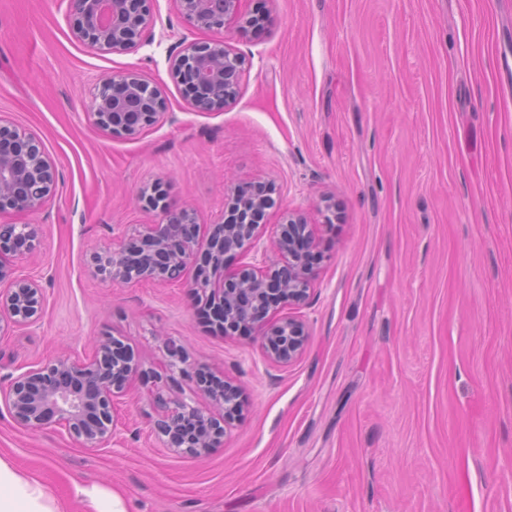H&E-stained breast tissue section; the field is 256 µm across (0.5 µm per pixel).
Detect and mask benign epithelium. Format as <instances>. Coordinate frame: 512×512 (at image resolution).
I'll list each match as a JSON object with an SVG mask.
<instances>
[{
  "label": "benign epithelium",
  "instance_id": "1",
  "mask_svg": "<svg viewBox=\"0 0 512 512\" xmlns=\"http://www.w3.org/2000/svg\"><path fill=\"white\" fill-rule=\"evenodd\" d=\"M66 2L73 37L99 53L135 52L155 26L154 0ZM173 2L184 23L208 37L181 39L168 58L170 77L195 111H222L237 101L248 72L246 56L227 33L263 34L269 11L252 9L253 0ZM168 109L165 86L128 68L95 86L87 115L104 134L134 140L159 124ZM57 183L56 164L42 142L0 115V212L41 208ZM273 194V185L264 182L230 187L222 220L200 224L197 211L171 203L160 184L144 186L138 201L157 213L159 221L143 224L118 246L94 253L95 272L126 284L183 281L190 305L206 311L218 333L231 337L250 331L268 363L288 367L303 356L309 340L308 326L295 310L310 299L318 278L319 238L302 211L290 209L278 223H270L277 207ZM267 230L273 235L274 259L231 264ZM40 235L36 224H0V339L43 317L41 286L15 275L4 261L34 252ZM165 349L169 369L188 362L185 348L176 342L167 341ZM142 373L127 345L106 335L90 357L34 363L8 375L0 397L18 426L62 428L82 448L97 451L124 426L115 402L131 392ZM196 374L204 408L186 402L156 377L152 430L168 450L200 458L222 446L226 429L243 419L245 403L234 379L202 365Z\"/></svg>",
  "mask_w": 512,
  "mask_h": 512
}]
</instances>
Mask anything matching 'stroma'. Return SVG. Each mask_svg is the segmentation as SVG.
<instances>
[{"label": "stroma", "mask_w": 512, "mask_h": 512, "mask_svg": "<svg viewBox=\"0 0 512 512\" xmlns=\"http://www.w3.org/2000/svg\"><path fill=\"white\" fill-rule=\"evenodd\" d=\"M268 8V34L234 41L249 62L236 103L197 112L168 75L178 41L201 36L173 0H156L130 54L75 42L59 0H0V115L59 172L42 208L0 214L41 226L13 264L45 292L38 325L0 341V378L108 334L153 371L121 405L122 440L97 452L18 427L0 403V457L67 512H91L78 484L117 492L127 512H512V0ZM132 66L165 83L170 110L114 138L88 121L89 92ZM157 181L203 224L244 182L274 183L307 214L322 246L301 359L275 367L252 336H220L183 286L93 274V251L157 221L135 202ZM169 339L249 405L206 457L150 432L154 375L198 400L193 374L167 367Z\"/></svg>", "instance_id": "1"}]
</instances>
